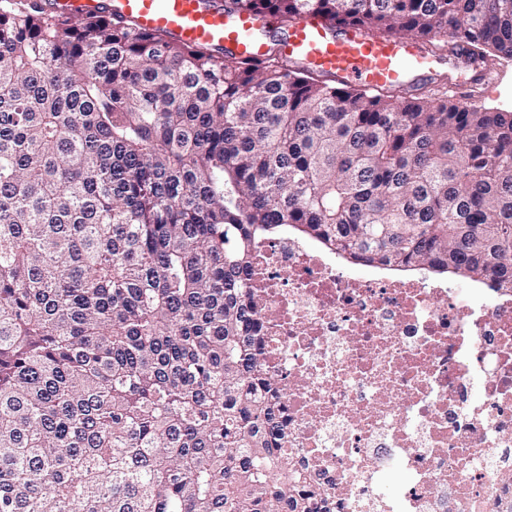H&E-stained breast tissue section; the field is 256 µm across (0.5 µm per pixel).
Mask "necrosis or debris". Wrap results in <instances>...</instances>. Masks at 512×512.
Here are the masks:
<instances>
[{"instance_id": "4bbe7bcc", "label": "necrosis or debris", "mask_w": 512, "mask_h": 512, "mask_svg": "<svg viewBox=\"0 0 512 512\" xmlns=\"http://www.w3.org/2000/svg\"><path fill=\"white\" fill-rule=\"evenodd\" d=\"M257 361L288 384V472L323 512L512 504V290L459 297L366 275L306 244L262 246ZM408 475L389 491L393 461Z\"/></svg>"}]
</instances>
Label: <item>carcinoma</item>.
<instances>
[{
	"mask_svg": "<svg viewBox=\"0 0 512 512\" xmlns=\"http://www.w3.org/2000/svg\"><path fill=\"white\" fill-rule=\"evenodd\" d=\"M229 6L512 60V0ZM288 234L512 284V113L0 0V512H320L254 357Z\"/></svg>",
	"mask_w": 512,
	"mask_h": 512,
	"instance_id": "1",
	"label": "carcinoma"
}]
</instances>
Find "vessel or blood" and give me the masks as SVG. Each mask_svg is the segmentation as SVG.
<instances>
[{"label":"vessel or blood","mask_w":512,"mask_h":512,"mask_svg":"<svg viewBox=\"0 0 512 512\" xmlns=\"http://www.w3.org/2000/svg\"><path fill=\"white\" fill-rule=\"evenodd\" d=\"M56 12L133 18L146 30L162 29L188 44H207L243 58L264 57L262 19L227 12L204 0H44ZM282 55L301 59L337 80L369 89L404 84L431 72L434 59L412 41L390 42L355 27L334 28L321 18L297 20L280 45Z\"/></svg>","instance_id":"obj_1"}]
</instances>
